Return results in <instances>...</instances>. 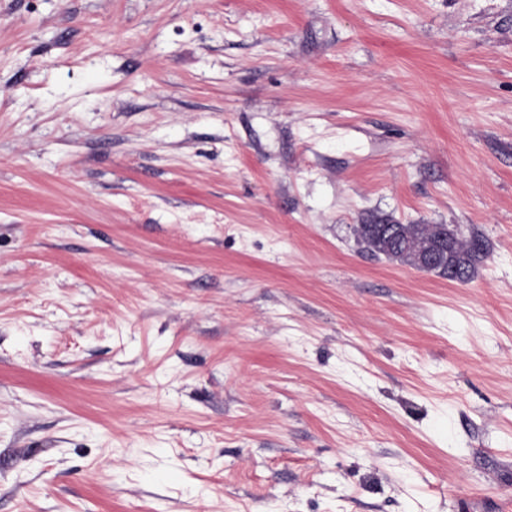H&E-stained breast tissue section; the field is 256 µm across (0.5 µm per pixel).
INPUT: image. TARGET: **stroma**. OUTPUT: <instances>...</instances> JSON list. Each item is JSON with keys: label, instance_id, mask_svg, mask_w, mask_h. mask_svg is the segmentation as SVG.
I'll list each match as a JSON object with an SVG mask.
<instances>
[{"label": "stroma", "instance_id": "35a3bbf8", "mask_svg": "<svg viewBox=\"0 0 512 512\" xmlns=\"http://www.w3.org/2000/svg\"><path fill=\"white\" fill-rule=\"evenodd\" d=\"M0 512H512V0H0ZM355 232L372 255H384L418 270L422 261L433 255L435 263L431 273L448 281L450 276L459 282L453 271L448 272V265L457 269L462 283H467L488 254L483 238L466 237L457 226L450 224H359ZM387 232H391L395 243L385 237Z\"/></svg>", "mask_w": 512, "mask_h": 512}]
</instances>
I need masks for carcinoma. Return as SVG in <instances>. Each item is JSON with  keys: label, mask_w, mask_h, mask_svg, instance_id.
<instances>
[{"label": "carcinoma", "mask_w": 512, "mask_h": 512, "mask_svg": "<svg viewBox=\"0 0 512 512\" xmlns=\"http://www.w3.org/2000/svg\"><path fill=\"white\" fill-rule=\"evenodd\" d=\"M355 232L366 251L375 256L384 255L418 269L432 255L431 272L446 278L452 266L465 283L488 254L484 239L466 237L450 224H359Z\"/></svg>", "instance_id": "cac0c4a2"}]
</instances>
